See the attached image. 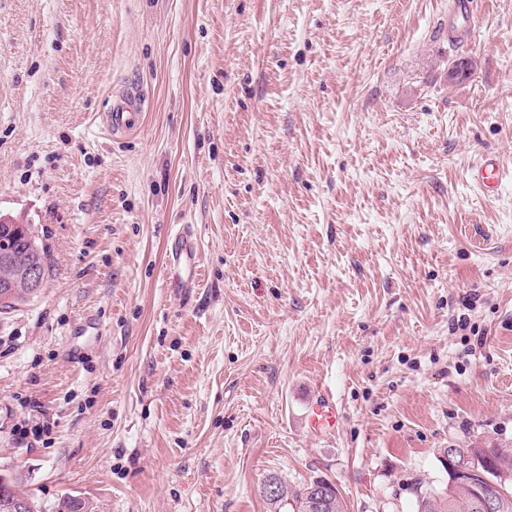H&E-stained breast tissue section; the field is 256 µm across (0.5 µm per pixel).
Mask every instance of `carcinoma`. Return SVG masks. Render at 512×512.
I'll list each match as a JSON object with an SVG mask.
<instances>
[{
	"label": "carcinoma",
	"mask_w": 512,
	"mask_h": 512,
	"mask_svg": "<svg viewBox=\"0 0 512 512\" xmlns=\"http://www.w3.org/2000/svg\"><path fill=\"white\" fill-rule=\"evenodd\" d=\"M21 222L11 220L9 224H0V241H6L5 248L9 251L7 261H0V281L12 282L11 293L6 302H0L1 309L14 308L30 299V288L26 282L17 278L16 271L32 264H39L42 271L48 269L49 252L36 236L12 234L8 229L16 228ZM492 468L486 470L488 481L484 482L483 494L495 498L500 503L498 512H512V487L509 496L502 495L499 482L502 474L512 475V454L498 448L491 449ZM417 512H480L476 507L474 493L467 485L448 480V488L443 491H432L418 501Z\"/></svg>",
	"instance_id": "carcinoma-1"
}]
</instances>
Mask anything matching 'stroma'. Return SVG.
<instances>
[{
    "instance_id": "stroma-1",
    "label": "stroma",
    "mask_w": 512,
    "mask_h": 512,
    "mask_svg": "<svg viewBox=\"0 0 512 512\" xmlns=\"http://www.w3.org/2000/svg\"><path fill=\"white\" fill-rule=\"evenodd\" d=\"M456 3L0 0V215L49 250L0 312V467L43 512H268L272 474L416 512L444 449L512 452V182L470 181L512 168V0ZM143 100L137 90L127 89L112 101L108 114V126L112 133L130 132L143 122ZM508 177L499 156L493 153L481 155L470 170L472 183L489 196L497 193ZM169 253L170 263L173 266H188V277L186 280V287L188 288L189 284L195 282L197 276V267L195 265L196 246L185 228L172 237ZM337 409L328 400H317L312 406L310 424L317 432H330L337 426Z\"/></svg>"
}]
</instances>
